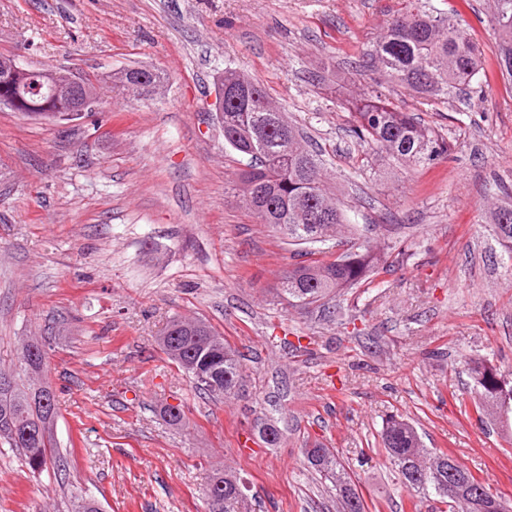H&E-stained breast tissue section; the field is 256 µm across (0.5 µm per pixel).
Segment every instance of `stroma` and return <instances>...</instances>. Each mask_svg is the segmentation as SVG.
<instances>
[{
    "instance_id": "stroma-1",
    "label": "stroma",
    "mask_w": 512,
    "mask_h": 512,
    "mask_svg": "<svg viewBox=\"0 0 512 512\" xmlns=\"http://www.w3.org/2000/svg\"><path fill=\"white\" fill-rule=\"evenodd\" d=\"M481 52L470 90L426 101L364 50L403 0H0V56L103 77L162 72L164 97L113 96L56 124L0 107V368L23 338L49 343L59 401L57 474L0 447V512H206V474L237 472L241 512H338L307 471L323 441L368 512H411L381 445L387 415L512 500V431L478 423L471 368L512 370V255L490 212L512 188V86L486 0H432ZM258 81L322 154L329 183L381 272L335 321L277 304L295 249L228 182L213 82ZM377 90L448 151L406 166L348 134L351 101ZM173 316L206 319L245 356L237 395L203 398L157 345ZM180 406L187 427L162 416ZM282 433L263 444L257 418Z\"/></svg>"
}]
</instances>
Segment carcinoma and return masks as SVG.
Listing matches in <instances>:
<instances>
[{
	"mask_svg": "<svg viewBox=\"0 0 512 512\" xmlns=\"http://www.w3.org/2000/svg\"><path fill=\"white\" fill-rule=\"evenodd\" d=\"M490 21L497 33V62L502 75L512 83V0H488ZM366 55L387 79L428 100L448 96V90L472 85L481 70V56L461 24L432 7L430 0H409L406 11L388 20L384 32L367 46ZM224 144L248 157L249 170L232 190L241 197L252 187L262 189L257 198V221L274 228L290 245H312L313 258L292 263L278 277L276 297L299 310L336 308V298L362 284L376 270L373 254L351 245L330 258L339 228L346 214L328 185L323 162L302 143V138L273 105L260 84L224 70ZM21 98L17 111L37 117L49 103L47 87L37 86L32 77L18 81ZM357 142L369 149H381L392 159L416 166L447 150L443 139L421 125L413 114L393 102L365 93L353 103ZM331 209L332 233L325 225L311 224L308 215ZM497 240L512 253V202L491 213ZM185 319L172 318L157 343L167 359L181 369L196 387L215 400L236 393L246 376L240 352L226 340L202 349L186 334ZM35 350L31 363L14 372H0V379H12L8 393L0 394V444L20 451L33 473L40 474L54 464V440L49 423L58 413V401L50 383L45 393L34 396L35 376L47 374L49 352L39 341H29ZM478 398L474 413L484 422V400L501 396V382L512 394V383L494 366L479 363L473 368ZM382 444L399 483L414 492L412 507L431 502V512H484L490 499L502 500L478 480L463 464L471 487L481 488L486 497L469 500L448 488V469H432L431 461L448 453L424 447L417 429L400 416L385 420ZM308 467L319 473L335 491L341 512H366L358 484L333 449L317 446L304 451ZM223 483L218 488L217 483ZM207 512H235L241 497L239 477L232 471H216L202 487Z\"/></svg>",
	"mask_w": 512,
	"mask_h": 512,
	"instance_id": "carcinoma-1",
	"label": "carcinoma"
}]
</instances>
